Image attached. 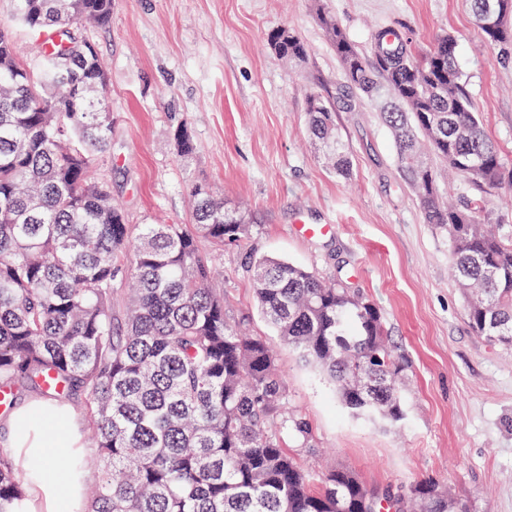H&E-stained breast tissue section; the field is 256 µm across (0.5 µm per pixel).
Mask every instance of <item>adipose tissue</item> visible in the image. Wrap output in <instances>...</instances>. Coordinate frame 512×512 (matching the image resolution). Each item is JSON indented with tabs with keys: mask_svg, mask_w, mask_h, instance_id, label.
Wrapping results in <instances>:
<instances>
[{
	"mask_svg": "<svg viewBox=\"0 0 512 512\" xmlns=\"http://www.w3.org/2000/svg\"><path fill=\"white\" fill-rule=\"evenodd\" d=\"M35 407L32 401L17 407L0 425L9 433L16 464L34 478L31 492L39 512H58L60 498L76 496L77 490L54 461L58 449L78 447L79 438L71 430L48 432L35 418Z\"/></svg>",
	"mask_w": 512,
	"mask_h": 512,
	"instance_id": "ef3b65f1",
	"label": "adipose tissue"
}]
</instances>
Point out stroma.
<instances>
[{
    "label": "stroma",
    "mask_w": 512,
    "mask_h": 512,
    "mask_svg": "<svg viewBox=\"0 0 512 512\" xmlns=\"http://www.w3.org/2000/svg\"><path fill=\"white\" fill-rule=\"evenodd\" d=\"M325 10L365 52L383 28L420 49L454 35L457 67L505 174L486 205L512 225V54L485 42L464 0H112L109 25L76 30L95 45L110 89L112 140L97 176L133 224L188 223L194 184L249 216L244 243L225 245L214 286L230 318L275 350L287 405L313 430L314 449L298 452L311 475L329 459L383 496L430 478L472 512H512V350L473 335L448 236L425 221L377 107L347 87ZM0 26L37 67L45 34L16 23L14 0H0ZM276 28L301 38L303 59L274 52L267 35ZM315 94L349 147L347 176L326 165L309 133ZM181 126L196 145L189 157L173 145ZM303 220L333 230L308 238ZM255 255L302 265L373 303L409 361L402 425L351 417L327 376L280 340L254 300Z\"/></svg>",
    "instance_id": "stroma-1"
}]
</instances>
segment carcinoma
Here are the masks:
<instances>
[{
  "label": "carcinoma",
  "instance_id": "obj_1",
  "mask_svg": "<svg viewBox=\"0 0 512 512\" xmlns=\"http://www.w3.org/2000/svg\"><path fill=\"white\" fill-rule=\"evenodd\" d=\"M16 16L53 38L35 72L0 29V391L6 409L25 393L46 399L49 427L75 397H88L92 452L57 458L72 478L95 474L84 512H471L431 479L405 500L379 495L346 467L310 477L284 445L288 437L314 447L309 423L287 411L276 357L232 324L211 287L216 255L202 243L221 251L243 241L246 216L226 223L224 200L195 184L193 223L141 224L134 239L95 176L112 138L107 77L94 46L64 44L82 22L109 24L112 0H16ZM508 17L499 38L482 35L509 51ZM321 22L346 82L393 131L426 222L448 234L471 329L512 349V229L490 231L496 218L483 197L455 207L438 184L439 161L481 194L504 181L450 55L454 36L419 52L403 34L378 31L366 55L329 13ZM268 41L290 60L307 53L286 29ZM308 112L324 155L347 173L331 106L314 97ZM173 141L179 155L194 153L186 128ZM251 268L263 317L325 372L352 416L404 419L409 363L363 294L275 258L255 257ZM28 500L0 450V512H27Z\"/></svg>",
  "mask_w": 512,
  "mask_h": 512
}]
</instances>
